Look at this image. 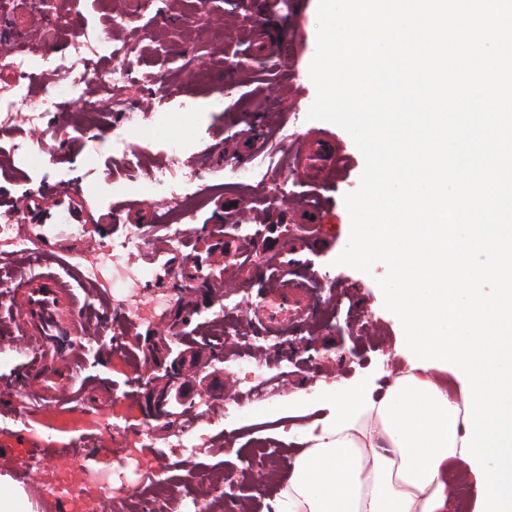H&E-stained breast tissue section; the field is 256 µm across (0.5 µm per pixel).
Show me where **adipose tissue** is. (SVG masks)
<instances>
[{
    "instance_id": "ef3b65f1",
    "label": "adipose tissue",
    "mask_w": 512,
    "mask_h": 512,
    "mask_svg": "<svg viewBox=\"0 0 512 512\" xmlns=\"http://www.w3.org/2000/svg\"><path fill=\"white\" fill-rule=\"evenodd\" d=\"M326 408L263 512H453L448 465L461 458L465 407L435 369H408L381 397L358 388Z\"/></svg>"
}]
</instances>
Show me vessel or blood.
Here are the masks:
<instances>
[{"label":"vessel or blood","instance_id":"vessel-or-blood-1","mask_svg":"<svg viewBox=\"0 0 512 512\" xmlns=\"http://www.w3.org/2000/svg\"><path fill=\"white\" fill-rule=\"evenodd\" d=\"M281 43L279 32L256 26L255 46L266 59L284 66L289 57L281 52ZM343 164L344 151L334 138H310L293 153L294 170L316 184L334 177L342 171ZM40 206L42 220L37 226V239L53 247L62 245L68 236L67 225L82 221L79 208L55 194L43 197ZM296 221L305 225L306 231L295 241L282 234L273 235L268 228L245 242L216 234L188 237L184 244L189 254L179 270L183 284L190 289L203 284L238 287L253 269L254 252L259 249L271 252L272 286L255 318L268 334L288 335L311 319L321 304V291L313 274L306 270L307 260L300 256L318 238V213L312 206H299ZM10 304L19 310L23 326V334L16 339L14 347L29 357L21 384L36 386L42 399L52 406L70 398L83 360L81 341L88 336L84 306L76 287L55 273H24L19 277Z\"/></svg>","mask_w":512,"mask_h":512}]
</instances>
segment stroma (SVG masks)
<instances>
[{"label":"stroma","instance_id":"stroma-1","mask_svg":"<svg viewBox=\"0 0 512 512\" xmlns=\"http://www.w3.org/2000/svg\"><path fill=\"white\" fill-rule=\"evenodd\" d=\"M318 0H291L286 11H271L267 0H51L40 15L34 0H9L0 13V34L20 39L31 59L70 53L75 35H101L86 54L102 71L119 68V60L102 43L135 48L142 78L135 84L90 82L80 90L95 110L71 104L30 121L19 110L0 128V214L12 212L20 234H29L35 215L29 200L57 191L83 190V219L91 237L82 250L62 255L55 273L81 274L103 245L132 230L125 210L145 202L152 220L147 243L134 251L130 266L143 283L146 302L181 290L182 255L168 240L173 211L149 193L152 175L165 168L174 178L192 177L203 206L185 214L186 234L216 230L240 238L241 227L257 230L275 224L289 236L299 232L291 220L294 207L311 204L320 211L323 243L315 274L323 303L317 314L293 334L266 338L254 309L270 283L267 260L259 258L243 289L216 295L200 287L183 293L155 319L137 324L115 310L116 298L130 286L83 281L79 293L90 323L89 343L76 394L68 401L97 421L75 435L46 440L34 400L24 396L19 376L23 356L9 346L18 313L9 307L20 270L42 273L32 253L0 245V474L23 486L38 512H84V506L57 498L39 479L28 476L32 448L86 447L83 460H68L67 470H108L114 483L110 512H262L288 478L287 463L295 443L278 438L277 429L303 428L323 417L324 400L366 385L386 389L396 372L407 369V346L400 320L385 309L377 283L386 273L336 265L350 235L343 198L359 185L365 159L342 128L308 119L316 89L309 66L316 53ZM131 23L115 21V14ZM278 24L294 62L287 72L261 58L251 41L260 20ZM154 109H142L143 99ZM259 123L268 145L258 158L234 153V144ZM120 133L134 154L131 167L115 164L112 135ZM333 135L349 159L329 184H312L292 169L294 149L305 139ZM30 144L29 155L13 152L14 142ZM241 199L235 222L224 219L225 197ZM202 352L204 361L183 386H173L186 348ZM261 368L259 396L241 394L245 370ZM223 382V395L213 385ZM187 390L191 405L178 398ZM168 401L163 418L154 402ZM276 460L274 474L258 480L265 460ZM161 468L168 494H154L150 468Z\"/></svg>","mask_w":512,"mask_h":512}]
</instances>
